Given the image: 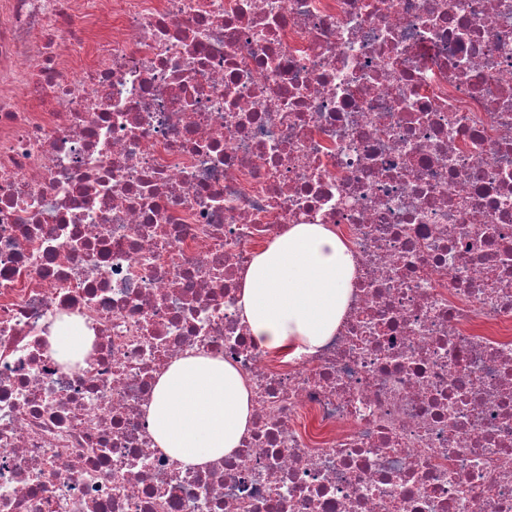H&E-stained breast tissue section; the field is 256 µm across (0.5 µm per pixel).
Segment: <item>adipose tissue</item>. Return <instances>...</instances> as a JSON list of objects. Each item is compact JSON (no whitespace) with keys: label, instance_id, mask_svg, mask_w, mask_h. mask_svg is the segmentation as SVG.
<instances>
[{"label":"adipose tissue","instance_id":"obj_1","mask_svg":"<svg viewBox=\"0 0 512 512\" xmlns=\"http://www.w3.org/2000/svg\"><path fill=\"white\" fill-rule=\"evenodd\" d=\"M355 262L325 224H292L247 269L239 308L252 339L275 352L311 350L334 336L351 297ZM250 395L238 370L220 358L187 357L157 383L149 432L159 448L199 467L239 447Z\"/></svg>","mask_w":512,"mask_h":512}]
</instances>
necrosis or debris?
Returning <instances> with one entry per match:
<instances>
[{"instance_id": "1", "label": "necrosis or debris", "mask_w": 512, "mask_h": 512, "mask_svg": "<svg viewBox=\"0 0 512 512\" xmlns=\"http://www.w3.org/2000/svg\"><path fill=\"white\" fill-rule=\"evenodd\" d=\"M291 224L356 271L276 354ZM187 356L250 391L200 468L148 430ZM0 512H512V0H0ZM354 274L353 255L331 227L289 225L244 275L239 308L250 336L269 351H314L336 333ZM55 358L63 364H73L81 359L91 341L86 331L77 330L72 323L58 322L53 336L49 337Z\"/></svg>"}]
</instances>
